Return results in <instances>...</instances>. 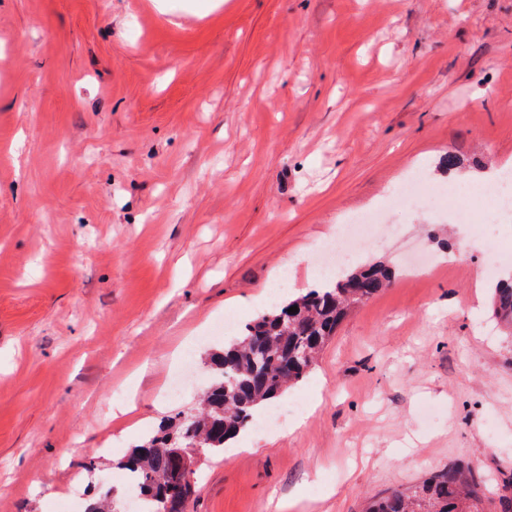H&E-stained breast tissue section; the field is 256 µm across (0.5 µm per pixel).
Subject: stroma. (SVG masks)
Segmentation results:
<instances>
[{
    "mask_svg": "<svg viewBox=\"0 0 512 512\" xmlns=\"http://www.w3.org/2000/svg\"><path fill=\"white\" fill-rule=\"evenodd\" d=\"M508 163L512 0H0V512L123 489L127 451L197 411L212 324L280 274L313 288L314 243L365 211L402 235L349 265L396 279L282 396L302 416L198 461L190 512H363L460 463L512 497V259L388 206L419 165L489 188ZM492 311L494 318L512 333V281L500 280L492 291Z\"/></svg>",
    "mask_w": 512,
    "mask_h": 512,
    "instance_id": "1",
    "label": "stroma"
}]
</instances>
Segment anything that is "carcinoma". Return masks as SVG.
I'll return each instance as SVG.
<instances>
[{"instance_id":"obj_1","label":"carcinoma","mask_w":512,"mask_h":512,"mask_svg":"<svg viewBox=\"0 0 512 512\" xmlns=\"http://www.w3.org/2000/svg\"><path fill=\"white\" fill-rule=\"evenodd\" d=\"M394 275L385 263L351 269L327 288H312L272 305L223 352L212 355L202 411L167 418L156 435L133 447L124 463L137 477L140 512H182L192 487L174 450L223 453L229 440L252 428L261 409L307 377L350 310L388 287ZM293 306L298 308L294 314L288 312ZM492 311L511 334V280L496 283ZM494 504L500 512H512V497L488 499L481 476L467 465L436 472L412 488H396L369 501L365 512H487Z\"/></svg>"}]
</instances>
